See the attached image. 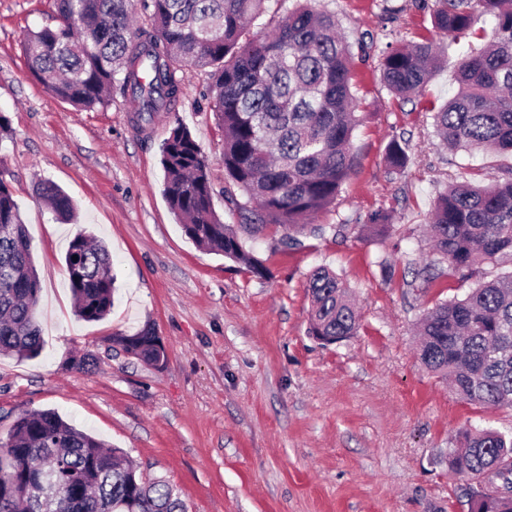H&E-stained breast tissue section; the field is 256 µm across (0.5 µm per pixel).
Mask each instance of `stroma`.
<instances>
[{
	"instance_id": "stroma-1",
	"label": "stroma",
	"mask_w": 512,
	"mask_h": 512,
	"mask_svg": "<svg viewBox=\"0 0 512 512\" xmlns=\"http://www.w3.org/2000/svg\"><path fill=\"white\" fill-rule=\"evenodd\" d=\"M434 0H317L350 42L373 40L355 58L352 83L362 117L352 138L356 170L336 202L318 213V234L289 240L274 224L243 232L266 268L198 248L163 192L162 146L183 125L209 162L213 206L224 223H244L224 196V132L210 107L207 71L186 65L174 111L140 123L126 95L92 109L73 106L29 74L22 45L55 26V0H0V176L27 224L38 268L44 345L34 359L0 358V437L24 411L52 409L122 449L166 480L188 512H468L467 478L448 451L460 430L512 431L511 408L460 401L416 356V324L436 303L464 298L480 281L512 272L487 262L471 272L431 255L429 214L451 181L494 185L512 178V153L453 152L433 126L431 105L458 91V56L481 50L490 17L474 15L457 44L431 22ZM431 41L445 50L424 95L393 96L380 81L387 45ZM409 162L386 163L393 137ZM74 201L64 224L35 194L38 180ZM389 212L385 231L369 217ZM344 232H337V225ZM82 230L102 240L116 277L102 320L74 312L65 272ZM325 266L349 287L361 313L356 336L324 344L308 333V273ZM153 329L167 358L153 367L125 354L116 336ZM92 361L91 369L76 359Z\"/></svg>"
}]
</instances>
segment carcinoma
<instances>
[{
    "label": "carcinoma",
    "mask_w": 512,
    "mask_h": 512,
    "mask_svg": "<svg viewBox=\"0 0 512 512\" xmlns=\"http://www.w3.org/2000/svg\"><path fill=\"white\" fill-rule=\"evenodd\" d=\"M149 27L134 26L135 0H56L58 26L23 43L28 70L58 98L81 108L109 101L119 85L140 120L170 112L181 94L177 71L209 70L211 108L224 128V193L258 220L303 230L332 203L354 173L353 132L360 123L351 83L352 45L336 15L312 0H293L263 39L251 26L265 0H142ZM492 17L483 50L460 58L458 92L433 115L438 135L456 151H512V0H435L432 24L457 42L472 14ZM440 63L431 42L388 46L381 81L401 97L421 96ZM408 144L391 139L387 163L406 168ZM164 194L185 234L199 247L246 265L262 277V261L245 250L236 229L212 201L208 161L191 133L174 127L162 148ZM240 192L245 202L237 201ZM36 194L69 221L71 197L51 181ZM429 266L472 270L487 259L512 264V179L493 187L448 185L430 215ZM0 357L31 359L42 349L41 282L26 223L0 176ZM78 260H73V256ZM65 270L83 320L112 308V257L80 233L69 244ZM309 335L333 344L355 335L359 314L348 287L327 267L307 277ZM123 351L148 365L164 362L162 339L143 329L117 336ZM420 363L451 381L463 402L512 407V274L483 282L462 299L445 301L422 318ZM512 435L467 429L448 449L452 470L464 471L470 512H512V497H491L493 483L512 493ZM187 512L175 489L128 464L123 451L64 421L56 412H24L0 438V512Z\"/></svg>",
    "instance_id": "carcinoma-1"
}]
</instances>
